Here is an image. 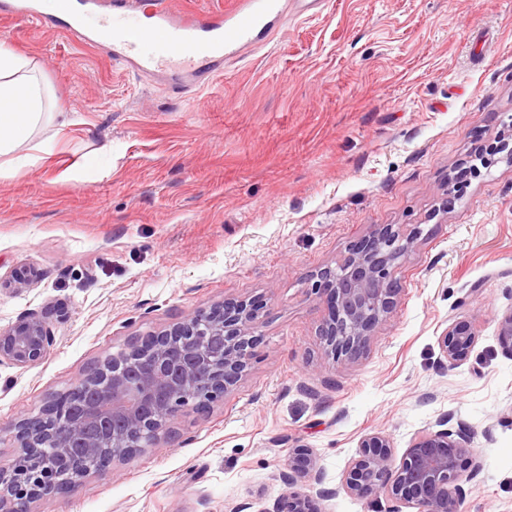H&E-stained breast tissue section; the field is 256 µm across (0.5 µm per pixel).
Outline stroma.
<instances>
[{
	"label": "stroma",
	"instance_id": "stroma-1",
	"mask_svg": "<svg viewBox=\"0 0 512 512\" xmlns=\"http://www.w3.org/2000/svg\"><path fill=\"white\" fill-rule=\"evenodd\" d=\"M70 123L35 165L0 166V329L49 315L44 361L0 365V462L38 417L133 338L227 299L259 297L252 368L136 455L28 512H233L287 491L289 452L340 485L360 440L395 455L448 417L483 461L461 512H512V0H323L208 86L178 95L105 52L0 18ZM449 211H440L443 198ZM378 224L421 227L393 313L355 360H327L314 274ZM478 338L451 364L449 319Z\"/></svg>",
	"mask_w": 512,
	"mask_h": 512
}]
</instances>
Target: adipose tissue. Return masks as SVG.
Returning a JSON list of instances; mask_svg holds the SVG:
<instances>
[{
  "label": "adipose tissue",
  "mask_w": 512,
  "mask_h": 512,
  "mask_svg": "<svg viewBox=\"0 0 512 512\" xmlns=\"http://www.w3.org/2000/svg\"><path fill=\"white\" fill-rule=\"evenodd\" d=\"M35 71L30 59L0 44V156L18 168L36 164L52 148L34 139L47 119L45 89Z\"/></svg>",
  "instance_id": "1"
}]
</instances>
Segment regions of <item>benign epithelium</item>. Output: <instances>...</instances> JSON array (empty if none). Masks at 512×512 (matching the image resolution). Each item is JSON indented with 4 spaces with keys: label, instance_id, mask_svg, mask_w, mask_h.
<instances>
[{
    "label": "benign epithelium",
    "instance_id": "benign-epithelium-1",
    "mask_svg": "<svg viewBox=\"0 0 512 512\" xmlns=\"http://www.w3.org/2000/svg\"><path fill=\"white\" fill-rule=\"evenodd\" d=\"M419 228L405 234L394 224H382L354 242L334 267L319 270L313 289L327 298V314L318 336L325 356L333 361L356 359L368 347L402 291L401 259L414 247ZM37 277L30 267L0 278V288H25ZM260 307L253 301L226 300L181 316L168 328L139 336L81 378L65 399L47 404L40 416L21 422L15 433L24 455L0 464V512H26L25 504L44 491L64 492L87 475L79 463L71 466V484L60 480L53 461L79 449L86 457L109 449L104 467L140 451L185 409L203 410L224 396L246 374L260 343ZM477 333L469 321L456 319L439 338L448 362L466 360ZM498 341L512 353V311L498 319ZM55 334L44 315L29 314L0 329V364L18 368L40 364L49 354ZM72 410L66 431L50 430L65 408ZM417 435L399 458L382 433L364 436L356 458L346 470L341 489L349 496L392 503L391 512L406 505L416 512H459L465 484L482 470L483 462L468 447L463 427ZM282 479H301L309 491L288 492L257 512H320L317 501L337 495L325 486V475L314 453L302 446L288 455Z\"/></svg>",
    "mask_w": 512,
    "mask_h": 512
}]
</instances>
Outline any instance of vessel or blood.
I'll return each mask as SVG.
<instances>
[{"instance_id": "obj_1", "label": "vessel or blood", "mask_w": 512, "mask_h": 512, "mask_svg": "<svg viewBox=\"0 0 512 512\" xmlns=\"http://www.w3.org/2000/svg\"><path fill=\"white\" fill-rule=\"evenodd\" d=\"M321 0H233L231 7L183 10L171 0H60L57 14L38 13L33 0H0V17L35 22L40 27L89 45L105 46L113 61L162 80L185 93L209 84L241 49L260 44ZM102 16L103 36L85 32V14ZM140 12L152 19L149 33L133 26L112 27L114 16Z\"/></svg>"}]
</instances>
